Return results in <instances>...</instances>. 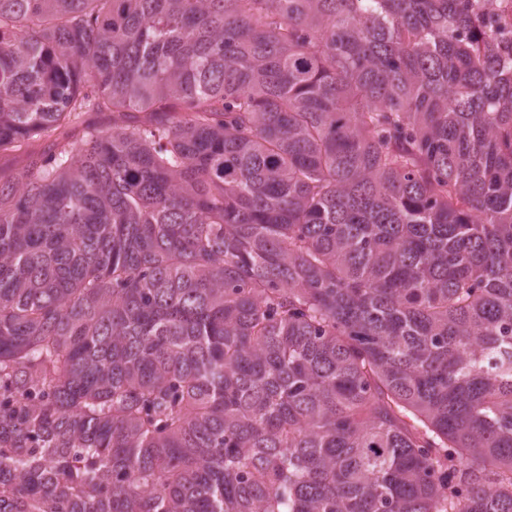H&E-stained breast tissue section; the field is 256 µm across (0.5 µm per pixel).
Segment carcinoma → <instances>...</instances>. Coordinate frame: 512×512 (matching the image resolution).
Returning a JSON list of instances; mask_svg holds the SVG:
<instances>
[{"label": "carcinoma", "mask_w": 512, "mask_h": 512, "mask_svg": "<svg viewBox=\"0 0 512 512\" xmlns=\"http://www.w3.org/2000/svg\"><path fill=\"white\" fill-rule=\"evenodd\" d=\"M494 2L0 0V512H512Z\"/></svg>", "instance_id": "carcinoma-1"}]
</instances>
